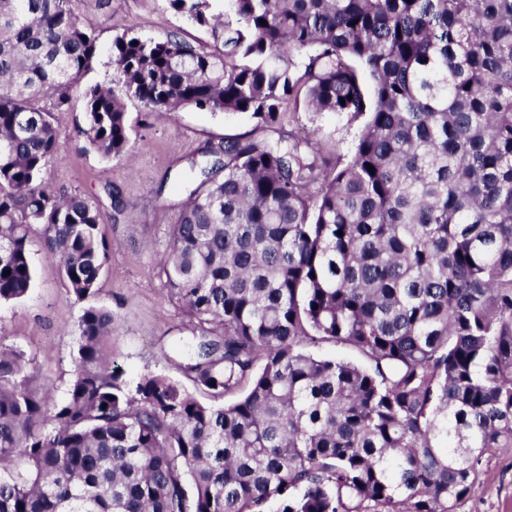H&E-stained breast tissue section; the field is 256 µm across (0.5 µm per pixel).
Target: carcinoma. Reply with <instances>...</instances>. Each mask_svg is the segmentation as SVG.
I'll use <instances>...</instances> for the list:
<instances>
[{"label": "carcinoma", "mask_w": 512, "mask_h": 512, "mask_svg": "<svg viewBox=\"0 0 512 512\" xmlns=\"http://www.w3.org/2000/svg\"><path fill=\"white\" fill-rule=\"evenodd\" d=\"M165 2L213 45L116 36L120 90L86 89L79 133L129 155L127 98L278 133L187 158L161 259L194 326L181 372L240 397L127 378L94 305L52 410L1 346L0 465L22 471L0 512H455L512 449V0ZM96 56L75 0H0V303L32 288L35 225L77 299L106 270L101 209L43 181ZM300 112L368 115L350 160L285 133Z\"/></svg>", "instance_id": "1"}]
</instances>
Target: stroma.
Returning a JSON list of instances; mask_svg holds the SVG:
<instances>
[{"label":"stroma","mask_w":512,"mask_h":512,"mask_svg":"<svg viewBox=\"0 0 512 512\" xmlns=\"http://www.w3.org/2000/svg\"><path fill=\"white\" fill-rule=\"evenodd\" d=\"M84 24L99 36L100 55L91 70L70 88L72 109L57 116L61 158L44 176L51 188H65L99 205L103 231L112 244L108 269L97 286L93 305L112 313V356L134 379L153 372L181 379L178 363L186 358L193 325L166 290L159 266L174 223L187 195L182 179L185 159L206 142L227 137L261 139L249 115L184 108L156 118L128 102L133 126L130 160H105L88 149L79 128L84 93L93 84L110 85L112 40L127 26L145 38L181 29L187 37L209 43L206 30L186 25L164 0H77ZM298 126L314 130L323 150L348 155L360 127L333 112L299 113ZM123 207L114 209L111 191ZM35 281L22 300L0 304V346L25 352L28 384L53 407L66 395L74 370L79 336L77 319L84 305L62 283L58 262L34 247ZM456 512H512V455L488 456L472 492Z\"/></svg>","instance_id":"1"}]
</instances>
